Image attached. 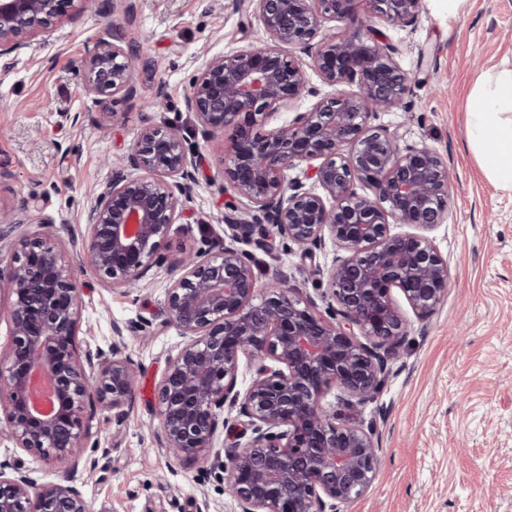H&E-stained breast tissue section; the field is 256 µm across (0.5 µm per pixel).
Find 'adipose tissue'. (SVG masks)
<instances>
[{
  "label": "adipose tissue",
  "instance_id": "1",
  "mask_svg": "<svg viewBox=\"0 0 512 512\" xmlns=\"http://www.w3.org/2000/svg\"><path fill=\"white\" fill-rule=\"evenodd\" d=\"M471 96L475 106L470 113L469 142L479 153L493 147L486 174L512 190V68L480 75Z\"/></svg>",
  "mask_w": 512,
  "mask_h": 512
}]
</instances>
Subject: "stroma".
<instances>
[{
	"label": "stroma",
	"mask_w": 512,
	"mask_h": 512,
	"mask_svg": "<svg viewBox=\"0 0 512 512\" xmlns=\"http://www.w3.org/2000/svg\"><path fill=\"white\" fill-rule=\"evenodd\" d=\"M110 23L124 28L138 53L132 99H95L82 89L80 61ZM384 32L417 82L374 122L401 146L426 143L448 165V217L427 236L448 261L450 284L426 320L395 293L408 321L398 357L369 401L336 409L338 422H375L381 456L369 490L339 512H512V191L488 179L467 138L476 77L512 67V0H467L453 17L441 0H421L413 23ZM264 37L254 13L234 0H84L0 62V213H22L27 227L53 223L81 237L86 206L143 125L174 128L205 155L163 261L151 262L138 287L124 293L83 278L81 343L106 351L113 324L147 325L124 337L138 374L123 423L100 409L89 420L83 454L97 467L80 480L93 512L238 510L212 465L167 457L152 422L156 386L183 344L163 322L170 264L186 252L217 253L225 241L224 181L184 97L211 58ZM65 112L79 114L78 123L63 121ZM104 112L114 121L100 123ZM334 253L327 240L311 260L278 247L258 259L261 273L280 270L314 297L327 288Z\"/></svg>",
	"instance_id": "stroma-1"
}]
</instances>
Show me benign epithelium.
<instances>
[{
	"instance_id": "7a95c632",
	"label": "benign epithelium",
	"mask_w": 512,
	"mask_h": 512,
	"mask_svg": "<svg viewBox=\"0 0 512 512\" xmlns=\"http://www.w3.org/2000/svg\"><path fill=\"white\" fill-rule=\"evenodd\" d=\"M84 0H0V59L19 53L38 26ZM380 21L410 23L421 0H249L266 39L212 58L194 76L184 104L202 138L230 128L222 154L224 192L232 210L252 213L230 224L220 252L187 253L171 265L165 324L185 343L158 382L157 438L177 461L218 460L238 512H338L362 496L379 467L376 426L338 424L323 405L331 391L349 407L382 384L399 351L407 319L393 290L414 315L430 317L449 285L448 261L432 241L393 233L392 224L430 230L448 217V167L426 144L401 147L395 133L373 126L377 113L400 105L415 84L398 47L358 22L361 2ZM331 91L308 86L303 56ZM137 53L122 29L108 25L82 64L89 96L136 95ZM316 101L270 130L259 119L302 97ZM306 165L307 186L288 178ZM140 172L129 178L126 171ZM197 157L173 129L144 126L85 211L78 262L66 260L64 227L38 224L15 234L22 219L0 215V241L14 249L0 266V311L11 339L0 349V436L60 472L39 483L0 460V512H91L79 469L94 468L81 448L94 404L123 420L134 395L136 366L124 332L110 354L80 349L81 276L111 290H130L148 272L197 182ZM278 240L305 258L330 239L341 251L327 269L324 316L317 301L275 272L265 280L254 254ZM254 365L245 392L236 390L240 357ZM37 376L51 384V409L32 402ZM247 418L227 461L216 449L224 406Z\"/></svg>"
}]
</instances>
